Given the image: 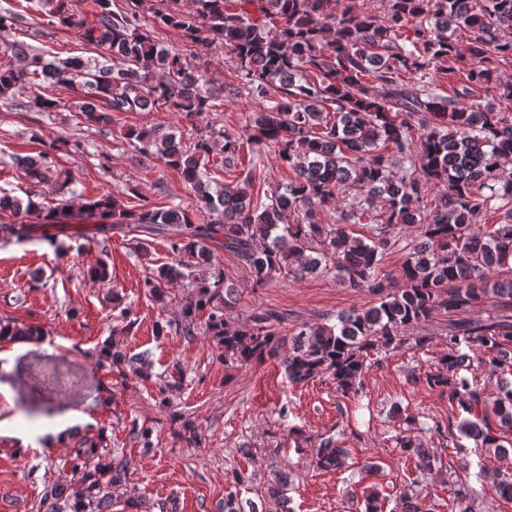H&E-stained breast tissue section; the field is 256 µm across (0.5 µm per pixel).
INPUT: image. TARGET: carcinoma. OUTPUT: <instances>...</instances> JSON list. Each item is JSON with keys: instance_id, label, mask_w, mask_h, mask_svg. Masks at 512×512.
Wrapping results in <instances>:
<instances>
[{"instance_id": "obj_1", "label": "carcinoma", "mask_w": 512, "mask_h": 512, "mask_svg": "<svg viewBox=\"0 0 512 512\" xmlns=\"http://www.w3.org/2000/svg\"><path fill=\"white\" fill-rule=\"evenodd\" d=\"M145 17V0H127L123 11L112 0H91L90 12L76 13L72 0H37L41 23L79 29L87 45L100 50L85 64L55 56L24 41L0 47V102L25 112H54L60 101L39 92L47 84L67 91L69 105L92 125L112 126L113 114L151 112L162 106L190 121V144L174 133L128 127L123 138L142 156L176 170L202 195V217L182 204L130 208L108 193L75 207L66 198L70 173L58 168L48 149L18 160L21 177L50 199L0 192V212L22 221L0 224L6 239L30 238L37 224H63L104 235L114 229L137 241L165 235L177 264L162 266L144 287L160 303L168 289L189 280L191 291L158 333L175 327L184 336L198 330L224 348V365L243 367L265 357L280 359L289 383L328 377L344 397L356 396L367 362L377 354L423 348L432 337L423 329L432 314H448V352L424 372L426 385L448 394L460 420L438 432L435 448L411 435L397 436L402 453L428 474L442 466L449 445L503 462L494 473L501 497L512 499V441L504 442L491 420L512 431V113L481 96L512 104V82L501 69L512 67V0H388L377 17L357 0H158ZM336 7H331V4ZM166 27L203 51L225 48L234 55L244 89L259 100L251 117L255 133L197 129L196 120L219 107L224 88L211 86L201 70L188 78L178 52L161 48L150 28ZM470 33L461 45L451 31ZM455 79L447 90L434 80ZM29 92L23 97V92ZM468 99L470 104L461 101ZM278 148L294 177L263 197L249 193L261 146ZM222 155L213 179L210 156ZM396 163L409 174L392 173ZM358 194L345 197L350 188ZM432 199L425 195L432 189ZM349 200L324 219L323 207ZM504 211L505 220L476 224L483 212ZM352 224L366 226L356 235ZM418 242L397 277L382 273V262L406 228ZM232 252L260 287L284 274L301 279L317 271L336 273L347 287L368 289L375 302L336 315V323H303L284 332L285 317L255 307L238 321V289L211 269L212 245ZM207 312L204 322L199 314ZM473 441L468 448L460 443ZM323 469L345 465L347 451L335 436L315 444ZM95 448H78L73 469L84 491L74 512H110L109 487L127 480L123 461H88ZM448 472L457 512H490L479 503L472 479ZM428 494L401 495V512H425ZM361 512H384L375 489L364 492Z\"/></svg>"}]
</instances>
